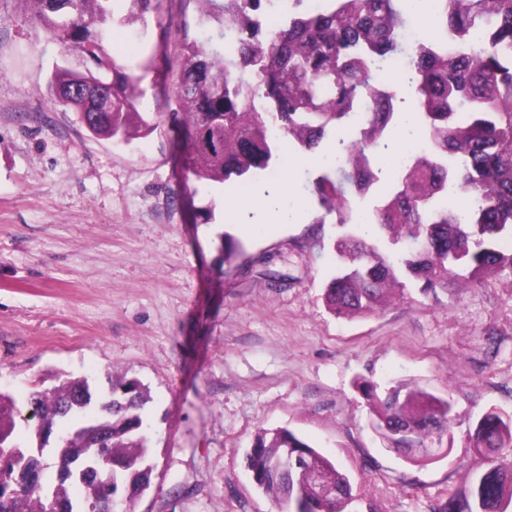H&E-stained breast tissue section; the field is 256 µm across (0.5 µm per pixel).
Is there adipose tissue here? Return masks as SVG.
Listing matches in <instances>:
<instances>
[{
	"label": "adipose tissue",
	"instance_id": "adipose-tissue-1",
	"mask_svg": "<svg viewBox=\"0 0 512 512\" xmlns=\"http://www.w3.org/2000/svg\"><path fill=\"white\" fill-rule=\"evenodd\" d=\"M420 142L414 113L401 116V126L390 139L387 148L379 153L385 174L397 172L415 152ZM336 149L328 143L319 152L288 153L284 156L279 173L252 183L243 193L227 190L224 193V221L236 225L241 233L263 236L281 224H299L306 217L304 206L297 201L292 172L297 168H315L330 159Z\"/></svg>",
	"mask_w": 512,
	"mask_h": 512
}]
</instances>
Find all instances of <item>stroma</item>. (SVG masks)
I'll list each match as a JSON object with an SVG mask.
<instances>
[{"mask_svg": "<svg viewBox=\"0 0 512 512\" xmlns=\"http://www.w3.org/2000/svg\"><path fill=\"white\" fill-rule=\"evenodd\" d=\"M116 33L113 50L153 58L143 110L158 129L130 142L90 135L48 90L78 68L21 0H0V391L25 399L66 377L95 394L135 379L149 391L150 484L135 512H276L244 453L286 427L347 471L357 512H429L485 467L468 434L489 409L512 415V278L407 288L376 314L338 318L323 301L335 259L298 171L303 223L256 238L224 221V185L183 188L180 19ZM235 252L226 255L225 242ZM412 382L453 404L448 455L413 463L375 430L355 387Z\"/></svg>", "mask_w": 512, "mask_h": 512, "instance_id": "35a3bbf8", "label": "stroma"}]
</instances>
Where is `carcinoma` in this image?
<instances>
[{"mask_svg": "<svg viewBox=\"0 0 512 512\" xmlns=\"http://www.w3.org/2000/svg\"><path fill=\"white\" fill-rule=\"evenodd\" d=\"M30 18L60 40L66 53L90 46V54L112 65V106L92 112L94 101L69 94L79 81L100 82L93 61L74 70L56 67L50 95L95 137L117 142L131 132L153 133L158 124L139 111L142 76L111 50L105 26L133 22L148 28L154 0H21ZM197 5L196 33L182 21L178 119L188 172L198 181L272 176L283 143L313 153L336 139V159L309 174L307 189L340 232L329 239L336 268L324 300L338 318L370 315L413 284L423 295L457 281L478 286L512 277V0H437L439 35L417 44L406 34L414 22L404 0H188ZM266 21L258 20L259 15ZM364 101L365 112H354ZM414 106L423 150L377 195L363 224L357 200L381 182L378 151L388 147L400 121L399 105ZM461 195L472 198L458 209ZM85 378H68L49 391L33 390L32 416L69 431L87 426L80 406ZM132 383L110 384L99 405L108 408L112 455L129 469L105 462L95 486L83 487L85 512H96L112 483L131 489L125 512H133L141 485H149L146 391ZM377 428L396 441L393 450L413 463L414 445L440 444L453 421L449 400L423 389L392 388L358 381ZM17 400L0 391V441L24 448L17 439ZM472 447L486 468L464 490L443 496L432 512H508L512 506V416L492 409L477 421ZM298 454L301 465L287 473L275 463ZM53 476L18 477L9 465L0 483V512H47L45 488L68 501L72 482L64 474L77 457L61 442L54 449ZM255 488L277 512H349L355 483L336 462L288 428L261 429L246 450Z\"/></svg>", "mask_w": 512, "mask_h": 512, "instance_id": "carcinoma-1", "label": "carcinoma"}]
</instances>
